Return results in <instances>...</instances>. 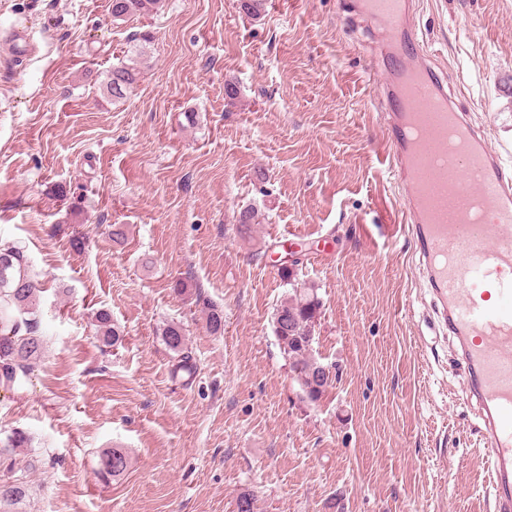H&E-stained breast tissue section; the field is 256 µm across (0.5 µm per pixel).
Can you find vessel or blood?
Returning <instances> with one entry per match:
<instances>
[{"instance_id":"obj_1","label":"vessel or blood","mask_w":512,"mask_h":512,"mask_svg":"<svg viewBox=\"0 0 512 512\" xmlns=\"http://www.w3.org/2000/svg\"><path fill=\"white\" fill-rule=\"evenodd\" d=\"M344 19L378 25L367 51L389 68L377 97L390 172L482 420L495 512H512V171L420 52L413 0H347Z\"/></svg>"}]
</instances>
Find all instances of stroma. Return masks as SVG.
<instances>
[{"mask_svg": "<svg viewBox=\"0 0 512 512\" xmlns=\"http://www.w3.org/2000/svg\"><path fill=\"white\" fill-rule=\"evenodd\" d=\"M340 2L265 0L253 19L240 0H163L122 22L110 0H0V243L43 288L47 340L0 389V433L27 432L40 462L25 512H232L244 493L255 512H493L478 415L388 170L384 74ZM416 22L512 166V0H417ZM17 25L34 43L20 62ZM143 34L142 77L112 100L106 73ZM248 206L264 220L242 236ZM287 253L322 302L314 351L339 372L315 403L273 330ZM102 309L118 347L94 334ZM166 321L194 375L157 336ZM108 448L132 463L105 481ZM159 336L163 342L166 350L176 358L179 359V369L192 375L195 372L194 365L191 363V358L188 352V339L185 334V329L174 321L167 322L159 329Z\"/></svg>", "mask_w": 512, "mask_h": 512, "instance_id": "35a3bbf8", "label": "stroma"}]
</instances>
